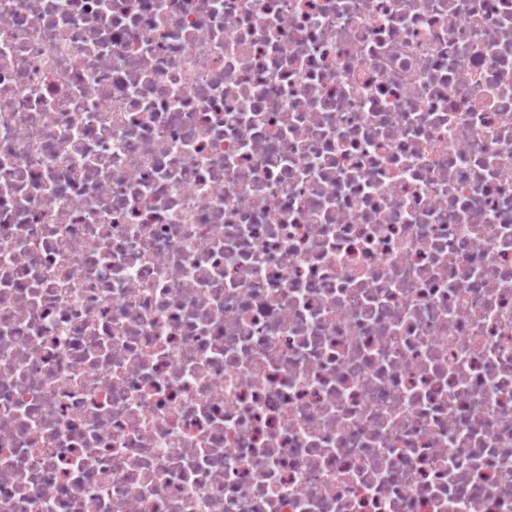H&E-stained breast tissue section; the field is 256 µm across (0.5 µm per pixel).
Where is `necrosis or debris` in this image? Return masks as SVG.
Returning a JSON list of instances; mask_svg holds the SVG:
<instances>
[{"mask_svg":"<svg viewBox=\"0 0 512 512\" xmlns=\"http://www.w3.org/2000/svg\"><path fill=\"white\" fill-rule=\"evenodd\" d=\"M0 512H512V0H0Z\"/></svg>","mask_w":512,"mask_h":512,"instance_id":"4bbe7bcc","label":"necrosis or debris"}]
</instances>
